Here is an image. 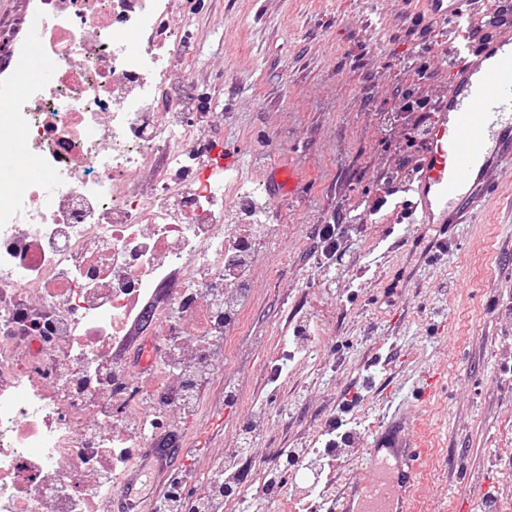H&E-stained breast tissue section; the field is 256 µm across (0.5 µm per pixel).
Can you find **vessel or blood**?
<instances>
[{
	"instance_id": "vessel-or-blood-1",
	"label": "vessel or blood",
	"mask_w": 512,
	"mask_h": 512,
	"mask_svg": "<svg viewBox=\"0 0 512 512\" xmlns=\"http://www.w3.org/2000/svg\"><path fill=\"white\" fill-rule=\"evenodd\" d=\"M431 11L457 26L472 0H427ZM16 69L51 82L52 69L35 54L17 57ZM431 145L419 162L415 183L406 186L409 211L424 224H462L478 201L497 191L493 167L512 158V32L500 34L471 56H462L446 90L436 98ZM421 448L388 416L368 450L370 479L345 484L335 512H408Z\"/></svg>"
}]
</instances>
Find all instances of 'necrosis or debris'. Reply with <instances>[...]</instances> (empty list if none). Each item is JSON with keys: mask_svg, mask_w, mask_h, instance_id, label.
Wrapping results in <instances>:
<instances>
[{"mask_svg": "<svg viewBox=\"0 0 512 512\" xmlns=\"http://www.w3.org/2000/svg\"><path fill=\"white\" fill-rule=\"evenodd\" d=\"M40 5L56 79L14 72L0 98L18 170L0 180V512H101L230 362L276 227L262 191L224 170L176 0ZM134 336L144 382L120 361ZM224 472L215 459L172 512H224Z\"/></svg>", "mask_w": 512, "mask_h": 512, "instance_id": "obj_1", "label": "necrosis or debris"}]
</instances>
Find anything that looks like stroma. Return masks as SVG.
Masks as SVG:
<instances>
[{
	"label": "stroma",
	"instance_id": "35a3bbf8",
	"mask_svg": "<svg viewBox=\"0 0 512 512\" xmlns=\"http://www.w3.org/2000/svg\"><path fill=\"white\" fill-rule=\"evenodd\" d=\"M35 4L0 0V85ZM178 9L201 35L191 67L224 114L219 133L225 153H241L237 170L258 188L274 166L302 175L293 198L269 207L280 232L255 266L234 360L205 386V414L180 426L193 439L223 418V438L190 455L193 488L215 453L235 458L248 429L254 449L235 458L244 481L224 512H239L264 481L273 449H306L330 496L365 477L372 435L397 409L428 451L415 512H512V159L471 223H418L397 195L331 257L316 234L416 175V159L397 150L406 127L392 97L415 85L433 98L451 79L412 70L426 0H180ZM443 233L448 254L429 259ZM433 374L441 387L422 400L417 382Z\"/></svg>",
	"mask_w": 512,
	"mask_h": 512
}]
</instances>
